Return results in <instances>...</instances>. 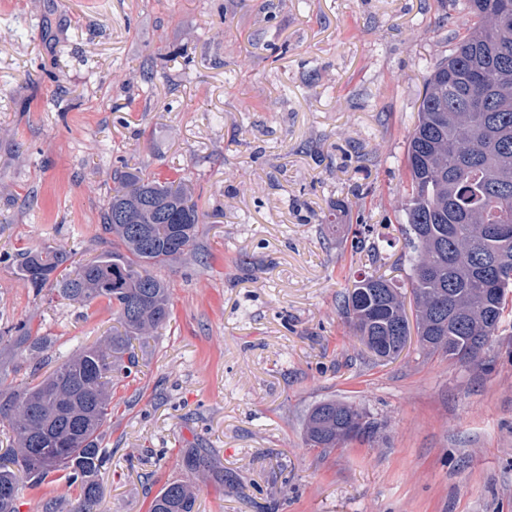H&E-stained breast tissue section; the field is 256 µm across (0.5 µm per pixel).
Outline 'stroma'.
<instances>
[{
  "label": "stroma",
  "mask_w": 512,
  "mask_h": 512,
  "mask_svg": "<svg viewBox=\"0 0 512 512\" xmlns=\"http://www.w3.org/2000/svg\"><path fill=\"white\" fill-rule=\"evenodd\" d=\"M467 19L465 0H0V327L52 340L36 362L0 348V389L114 323L107 300L34 295L14 256L111 249L124 166L191 183L206 215L196 255L157 268L170 317L112 388L96 512H149L176 480L195 512H512V318L486 371L414 341L375 362L339 310L369 266L361 224L410 288L407 142ZM328 399L364 410L373 437L308 447L304 417ZM189 448L214 473L188 471ZM79 495L53 473L17 510ZM356 232L355 240L352 242V249L355 253L366 252L371 265L379 267L386 264L387 258L382 255L380 250V235L375 233V229L371 224L359 225Z\"/></svg>",
  "instance_id": "1"
}]
</instances>
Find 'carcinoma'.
Wrapping results in <instances>:
<instances>
[{
    "label": "carcinoma",
    "mask_w": 512,
    "mask_h": 512,
    "mask_svg": "<svg viewBox=\"0 0 512 512\" xmlns=\"http://www.w3.org/2000/svg\"><path fill=\"white\" fill-rule=\"evenodd\" d=\"M471 23L448 36L451 51L428 73L418 121L408 141L409 180L398 198L406 219L405 254L411 300L374 270L354 278L341 296V312L371 357L397 358L417 336L422 351L474 363L483 357L505 314H512V0H465ZM103 214L112 251L70 265L66 252L46 248L20 255L21 278L40 295L112 304L116 325L103 343L83 349L23 393L0 390V429L13 445L0 454V512H17L20 476L31 485L63 472L80 487L73 512H94L98 476L110 460L101 447L112 415V382L138 371L136 347L169 319V284L152 268L195 254L199 212L187 185L161 182L139 171H118ZM352 249L382 266L380 235L360 225ZM429 261L437 279L420 278ZM33 358L48 348L23 322L0 329V345ZM359 425L350 435L348 428ZM375 425L352 404L317 403L304 420L311 448L332 449L372 437ZM56 449L53 468L39 465ZM188 470L209 459L192 448ZM195 493L181 481L166 483L149 512H194Z\"/></svg>",
    "instance_id": "1"
}]
</instances>
